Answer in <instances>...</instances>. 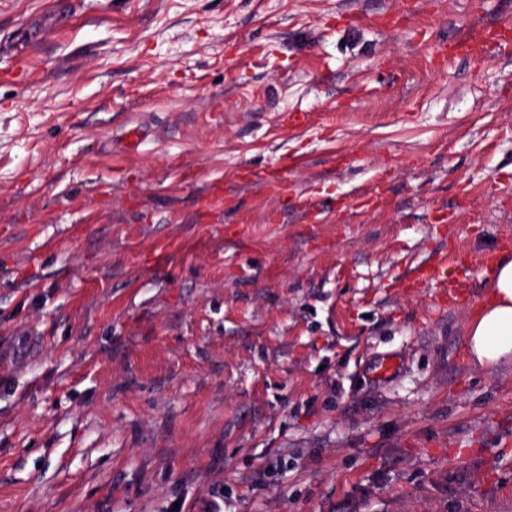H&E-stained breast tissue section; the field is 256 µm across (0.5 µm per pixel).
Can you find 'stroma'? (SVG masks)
<instances>
[{
	"label": "stroma",
	"mask_w": 512,
	"mask_h": 512,
	"mask_svg": "<svg viewBox=\"0 0 512 512\" xmlns=\"http://www.w3.org/2000/svg\"><path fill=\"white\" fill-rule=\"evenodd\" d=\"M398 2L0 0V512H512V0ZM467 349L473 363L489 367L512 359V259L493 268L485 300L469 321Z\"/></svg>",
	"instance_id": "1"
}]
</instances>
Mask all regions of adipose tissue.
<instances>
[{"label":"adipose tissue","instance_id":"ef3b65f1","mask_svg":"<svg viewBox=\"0 0 512 512\" xmlns=\"http://www.w3.org/2000/svg\"><path fill=\"white\" fill-rule=\"evenodd\" d=\"M467 349L473 363L489 367L512 359V259L493 268L485 300L469 321Z\"/></svg>","mask_w":512,"mask_h":512}]
</instances>
